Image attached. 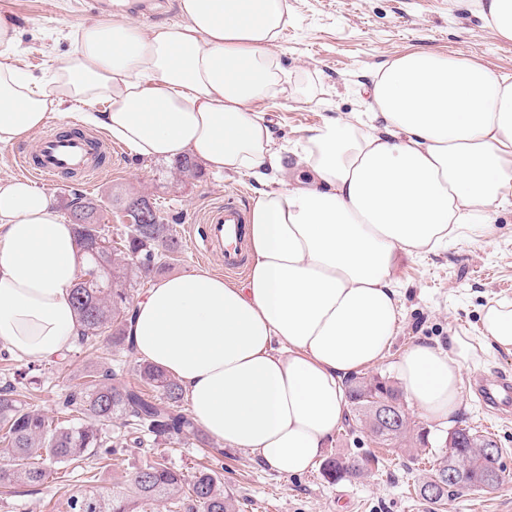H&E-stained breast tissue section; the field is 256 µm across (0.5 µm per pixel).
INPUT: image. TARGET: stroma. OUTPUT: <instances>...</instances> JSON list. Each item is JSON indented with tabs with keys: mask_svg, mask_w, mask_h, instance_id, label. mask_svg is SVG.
<instances>
[{
	"mask_svg": "<svg viewBox=\"0 0 512 512\" xmlns=\"http://www.w3.org/2000/svg\"><path fill=\"white\" fill-rule=\"evenodd\" d=\"M290 14L278 52L288 72L285 93L261 105L271 121L276 145L288 147V165H295L310 129L327 118L367 109L366 88L380 67L409 52L434 53L478 62L499 74L512 75V41L500 39L486 27L472 0H288ZM0 14L18 30L13 51L35 77L43 76L70 49L78 25L105 12L88 9L85 0H0ZM243 191L255 203L261 187L239 175L204 173L190 179L169 160H152L125 152L118 167L91 181L78 178L50 187L54 199L79 193L107 202L116 193H137L157 202L173 234L184 247L164 269V276L194 269L223 273L215 258H198L189 244L188 227L208 204L225 194ZM401 289L402 317L384 359L367 368L370 376L395 378L394 365L412 345L431 342L447 346L459 331L479 335L481 310L492 298L512 300V207L497 210L492 223L449 243L435 253L401 258L396 270ZM140 361L106 341L74 346L51 360L26 362L0 358V385L11 383L21 399L48 416L57 404L88 376L117 369L120 381L140 386ZM512 375V353L493 351L463 375L462 409L451 427L469 426L492 435L502 450L509 476L503 486L485 494L464 493L446 507L424 501L416 486L437 459L436 444L449 427L430 429V447L410 453L372 443L354 414H347L325 458L375 455L367 471L356 478L333 482L321 466L283 477L259 465L243 449L224 450V489L237 500L240 512H512V416L493 420L473 397L467 384L480 375ZM110 431L123 451L118 459L85 474L70 464L52 465L47 478L35 486L15 485L0 493V512H61L78 487H108L164 456L185 476L212 465L217 440L195 437L155 444L148 433L129 435L120 423Z\"/></svg>",
	"mask_w": 512,
	"mask_h": 512,
	"instance_id": "35a3bbf8",
	"label": "stroma"
}]
</instances>
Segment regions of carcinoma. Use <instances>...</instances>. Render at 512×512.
<instances>
[{"instance_id":"cac0c4a2","label":"carcinoma","mask_w":512,"mask_h":512,"mask_svg":"<svg viewBox=\"0 0 512 512\" xmlns=\"http://www.w3.org/2000/svg\"><path fill=\"white\" fill-rule=\"evenodd\" d=\"M184 176H202L200 164L190 155L174 160ZM128 199L113 197V204L130 218L129 224L112 241L109 226L93 200L76 194L65 202L67 213L84 210L85 223L74 225L84 277L72 288V301L80 323V343L94 345L102 336L112 347L129 350L126 327L134 302L133 283L147 279L162 268L161 257L170 258L182 250V242L156 215V223H140L138 214L127 205ZM100 239L107 246L85 250L86 243ZM142 379L155 387L160 397H148L142 391L117 381V374H105L89 385L69 392L62 401L65 420L54 422L39 409L19 398L15 387L0 386V445L7 464L0 467V483L20 482L36 485L48 474L47 463L93 460L109 461L117 455L108 427L121 419L129 432L147 429L155 441L197 436L199 429L190 412L183 408V389L160 368L147 363L140 367ZM347 398L355 416L364 423L378 443L400 448L410 439L411 418L404 408L403 392L379 377L355 378L347 384ZM395 409L397 418L390 425L378 421L377 407ZM460 437L456 447L443 451L437 466L418 486L420 496L431 504L445 505L449 498L466 489L472 493L495 490L505 480L501 452L488 455L486 445L492 438L468 427L455 430ZM460 470V480L450 482L448 463ZM364 464L355 458L328 459L323 465L325 477L339 481L363 472ZM171 502L183 512H236L234 501L224 495V482L213 469L200 470L188 480L162 459L112 484L106 492H75L66 499L63 512H141L156 502Z\"/></svg>"}]
</instances>
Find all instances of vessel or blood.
<instances>
[{"label": "vessel or blood", "mask_w": 512, "mask_h": 512, "mask_svg": "<svg viewBox=\"0 0 512 512\" xmlns=\"http://www.w3.org/2000/svg\"><path fill=\"white\" fill-rule=\"evenodd\" d=\"M117 155V148L100 136L74 124H53L37 138L33 151L20 155L18 171L20 176L52 186L66 174L90 176L104 165L115 163ZM249 214L233 194L210 205L192 228L194 248L222 259L225 271L243 272L248 259ZM471 388L487 408L503 415L512 411V376H479L473 379Z\"/></svg>", "instance_id": "b4317fda"}]
</instances>
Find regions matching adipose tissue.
Returning a JSON list of instances; mask_svg holds the SVG:
<instances>
[{
  "label": "adipose tissue",
  "mask_w": 512,
  "mask_h": 512,
  "mask_svg": "<svg viewBox=\"0 0 512 512\" xmlns=\"http://www.w3.org/2000/svg\"><path fill=\"white\" fill-rule=\"evenodd\" d=\"M142 29L116 12L79 26L49 79L11 54L0 17V145L49 113L106 130L142 158L192 155L264 190L250 211V265L236 282L199 269L159 279L135 302L134 354L173 376L197 422L283 476L312 469L348 401L344 381L377 364L401 315L399 255L446 247L512 205V77L432 53L373 74L366 117L311 130L294 181L259 102L281 92L288 0H176ZM85 268L74 228L46 191L0 182V343L49 360L74 342L71 299ZM483 333L418 343L397 378L428 422L461 407L466 368L512 352V301L490 300Z\"/></svg>",
  "instance_id": "ef3b65f1"
}]
</instances>
